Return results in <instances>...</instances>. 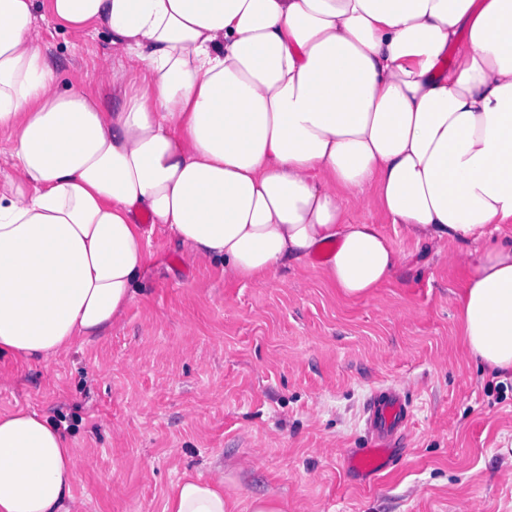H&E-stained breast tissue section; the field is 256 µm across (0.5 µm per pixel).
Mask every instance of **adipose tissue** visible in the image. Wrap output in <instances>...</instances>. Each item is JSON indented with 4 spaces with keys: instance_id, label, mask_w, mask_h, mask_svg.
Segmentation results:
<instances>
[{
    "instance_id": "adipose-tissue-1",
    "label": "adipose tissue",
    "mask_w": 512,
    "mask_h": 512,
    "mask_svg": "<svg viewBox=\"0 0 512 512\" xmlns=\"http://www.w3.org/2000/svg\"><path fill=\"white\" fill-rule=\"evenodd\" d=\"M36 2L0 0V358L110 327L158 228L235 280L319 255L344 298L373 295L405 261L350 217L375 200L412 238L463 245V344L512 372V0H44L122 50L98 65L110 111L56 89ZM75 480L60 427L0 413V512H63ZM163 512L286 509L187 474Z\"/></svg>"
}]
</instances>
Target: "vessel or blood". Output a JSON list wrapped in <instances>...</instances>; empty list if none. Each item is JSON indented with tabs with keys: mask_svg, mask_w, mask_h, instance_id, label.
<instances>
[{
	"mask_svg": "<svg viewBox=\"0 0 512 512\" xmlns=\"http://www.w3.org/2000/svg\"><path fill=\"white\" fill-rule=\"evenodd\" d=\"M407 419V405L399 397L374 394L366 410V425L371 444L348 457V468L361 474L375 473L382 469L387 461L386 450L389 442L405 427Z\"/></svg>",
	"mask_w": 512,
	"mask_h": 512,
	"instance_id": "obj_1",
	"label": "vessel or blood"
}]
</instances>
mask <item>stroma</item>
<instances>
[{
  "mask_svg": "<svg viewBox=\"0 0 512 512\" xmlns=\"http://www.w3.org/2000/svg\"><path fill=\"white\" fill-rule=\"evenodd\" d=\"M36 15L59 90L111 104L97 68L116 53L111 36ZM351 217L405 256L371 297L340 296L315 259L232 280L158 229L154 273L109 330L50 362L0 361V412L62 420L75 512H163L186 472L288 512H512V377L464 349L457 244L416 242L375 203ZM386 391L410 420L390 466L363 483L345 461L367 447V402Z\"/></svg>",
  "mask_w": 512,
  "mask_h": 512,
  "instance_id": "35a3bbf8",
  "label": "stroma"
}]
</instances>
